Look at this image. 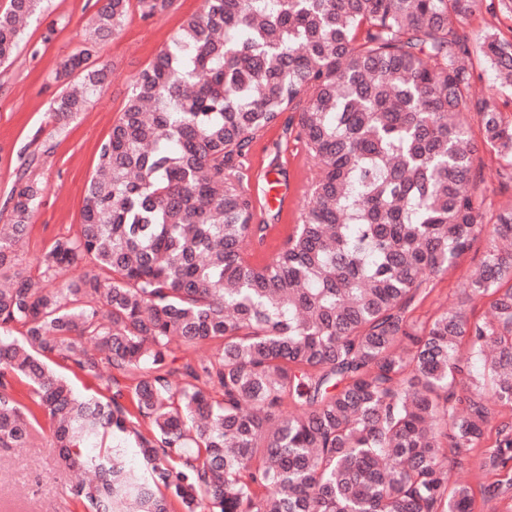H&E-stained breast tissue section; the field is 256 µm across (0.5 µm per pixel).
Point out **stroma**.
<instances>
[{"mask_svg":"<svg viewBox=\"0 0 512 512\" xmlns=\"http://www.w3.org/2000/svg\"><path fill=\"white\" fill-rule=\"evenodd\" d=\"M94 2L45 0L42 15L28 25L18 51L0 64V224L9 220L8 199L20 177L45 185L41 205L16 253L20 267L35 277L40 274L39 259L54 239L79 228L100 146L122 112L132 80L204 8V0H173L169 10L151 17L132 8L123 26L101 41L93 55L95 64L111 69L109 82L83 112L60 125L51 119L49 106L65 84L59 76L64 62L84 46ZM454 28L473 43L491 29L511 40L512 0H483ZM472 73L474 98L496 107L511 123L512 92L496 86L494 72L482 58L473 59ZM475 166L481 173L477 195L486 215L512 210V175L506 174L496 152L480 148ZM489 247L488 232H481L456 264L430 276L414 304L413 320H429L461 303L470 321L491 320L492 296L468 303L463 295ZM39 422L28 447L0 448V512H80L68 492L71 475L47 446V417ZM494 440V434H487L463 464L448 467L449 484L472 487L475 512H512V492L499 496L484 492L497 478L485 465L486 450Z\"/></svg>","mask_w":512,"mask_h":512,"instance_id":"obj_1","label":"stroma"}]
</instances>
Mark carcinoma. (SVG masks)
<instances>
[{"label": "carcinoma", "instance_id": "obj_1", "mask_svg": "<svg viewBox=\"0 0 512 512\" xmlns=\"http://www.w3.org/2000/svg\"><path fill=\"white\" fill-rule=\"evenodd\" d=\"M44 0L0 13V63ZM153 16L172 0H137ZM480 0H205L132 82L102 143L73 235L54 240L41 275L15 263L45 188L15 187L0 225V447L25 448L51 422L66 466L94 479L70 488L83 512H472L474 491L448 486L489 431V460L512 488V252L492 246L465 300L495 296L494 319L462 309L418 324L426 276L448 269L482 224L512 239V211L484 220L472 109L483 144L512 167V124L472 103L464 59L483 57L512 87V43L471 44L448 26ZM131 0H97L78 72L52 100L64 125L110 71L95 45ZM322 169L270 260L239 168L282 115ZM63 269L80 274L54 284ZM25 328L21 337L13 327ZM215 353L167 367L173 339ZM470 343L467 357L459 354ZM54 355L110 395L80 397ZM137 371L134 407L112 371ZM30 389V404L15 387ZM293 411L285 409V405ZM135 434L145 469L106 439Z\"/></svg>", "mask_w": 512, "mask_h": 512}]
</instances>
